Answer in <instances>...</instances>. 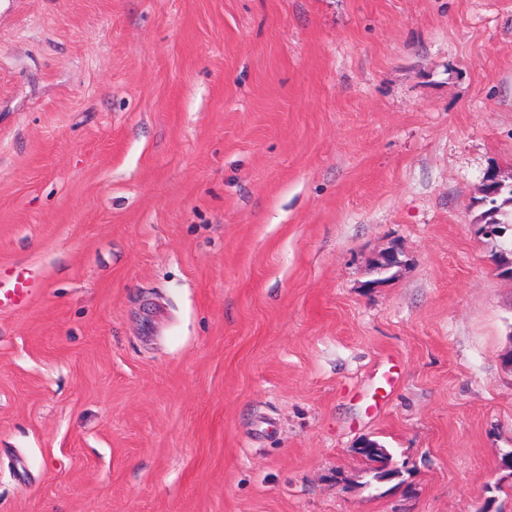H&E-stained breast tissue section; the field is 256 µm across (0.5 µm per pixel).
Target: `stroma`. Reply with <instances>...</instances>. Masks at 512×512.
Masks as SVG:
<instances>
[{
  "label": "stroma",
  "mask_w": 512,
  "mask_h": 512,
  "mask_svg": "<svg viewBox=\"0 0 512 512\" xmlns=\"http://www.w3.org/2000/svg\"><path fill=\"white\" fill-rule=\"evenodd\" d=\"M490 173L512 0H0V512H512ZM37 289L35 281L25 268H5L0 265V311L26 308Z\"/></svg>",
  "instance_id": "1"
}]
</instances>
